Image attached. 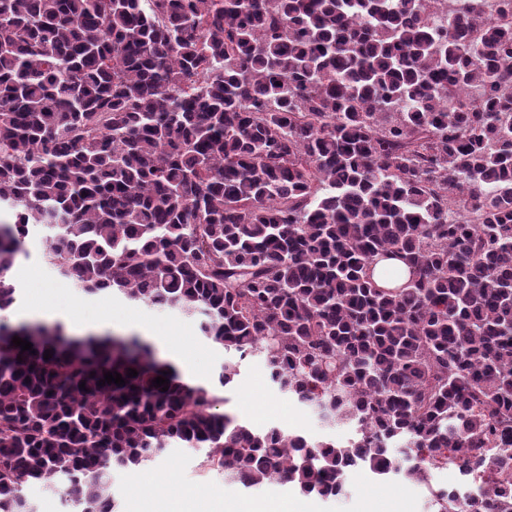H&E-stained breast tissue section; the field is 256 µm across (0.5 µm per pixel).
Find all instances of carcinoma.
<instances>
[{
  "mask_svg": "<svg viewBox=\"0 0 512 512\" xmlns=\"http://www.w3.org/2000/svg\"><path fill=\"white\" fill-rule=\"evenodd\" d=\"M426 2L0 0V310L42 223L63 278L199 311L229 355L208 389L141 336L0 323V512L33 483L115 512L109 474L174 448L324 498L451 466L489 483L432 512H512V0ZM253 356L352 437L237 422Z\"/></svg>",
  "mask_w": 512,
  "mask_h": 512,
  "instance_id": "obj_1",
  "label": "carcinoma"
}]
</instances>
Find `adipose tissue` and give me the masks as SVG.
I'll return each instance as SVG.
<instances>
[{
  "mask_svg": "<svg viewBox=\"0 0 512 512\" xmlns=\"http://www.w3.org/2000/svg\"><path fill=\"white\" fill-rule=\"evenodd\" d=\"M60 315L72 324L79 335H100L112 331L114 327L151 335L152 330L145 324L124 321L114 323L112 312L108 306H101L96 316H86L79 308H65L59 305H38L30 309L29 318H40L52 315ZM148 480L142 476H134V490L131 494L132 512H270L271 507L263 501L246 503L238 506L233 495L224 493L216 494L203 489H186L171 478H164L163 483L167 488L164 497L157 498L145 493L144 487Z\"/></svg>",
  "mask_w": 512,
  "mask_h": 512,
  "instance_id": "1",
  "label": "adipose tissue"
}]
</instances>
